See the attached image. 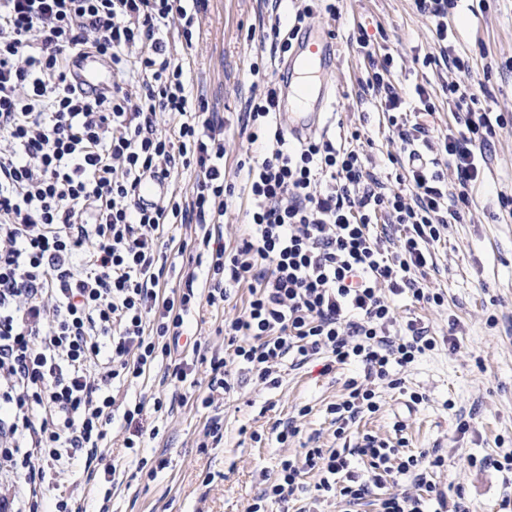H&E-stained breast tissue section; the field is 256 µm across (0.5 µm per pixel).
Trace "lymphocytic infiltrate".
Segmentation results:
<instances>
[{
    "label": "lymphocytic infiltrate",
    "instance_id": "f902f5d3",
    "mask_svg": "<svg viewBox=\"0 0 512 512\" xmlns=\"http://www.w3.org/2000/svg\"><path fill=\"white\" fill-rule=\"evenodd\" d=\"M433 26L446 67L448 14L457 0H413ZM207 0H0V512H38L46 467H70L76 452L96 456L115 419L125 447L144 444V402H118L116 384L138 379L159 361L178 386L193 376L172 358L185 327L203 307L220 308L241 286L246 307L224 321L232 359H209L204 407L234 394L239 373L268 388L287 357L361 364L329 406L337 435L379 411L372 381L403 387L402 368L434 349L416 320L397 326L394 299L440 305L442 293L419 281L430 246L448 222H462L471 186L482 176L494 133L475 95L447 85L456 127L419 149L420 124H407L404 102L387 79L390 59L372 62L367 84L381 97L399 145L395 187L368 183L363 149L336 145L324 132L292 136L278 121L276 80L264 63L249 66L252 94L239 122L246 147L236 180L224 171L226 126L204 95H192L169 38L192 42ZM335 18L336 0H271L258 32L287 56L306 19ZM96 53L119 82L83 95L73 55ZM171 115L162 131L158 113ZM193 170L186 196L139 199L148 180L172 181ZM246 197L243 230L222 244L224 216ZM402 227L385 248L380 219ZM192 224L194 240L174 245L173 227ZM192 270L167 297L158 288L171 253ZM367 461L357 471L352 459ZM442 456L406 455L364 435L342 450L305 449L282 459L276 478L248 512L298 497L306 475L317 491L359 504L383 477L411 478L415 495L385 494L381 512H468L429 475Z\"/></svg>",
    "mask_w": 512,
    "mask_h": 512
}]
</instances>
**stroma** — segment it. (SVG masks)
<instances>
[{
    "instance_id": "obj_1",
    "label": "stroma",
    "mask_w": 512,
    "mask_h": 512,
    "mask_svg": "<svg viewBox=\"0 0 512 512\" xmlns=\"http://www.w3.org/2000/svg\"><path fill=\"white\" fill-rule=\"evenodd\" d=\"M264 15L262 0H210L192 48L179 51L193 89L202 90L211 111L232 124L249 94V64L265 53L247 37ZM310 22L330 23L339 48V62L327 76L336 110L331 134L347 146L351 131L360 130L361 146L377 177L391 172L388 156L396 145L378 98L365 85L368 55L393 57L391 81L404 98H413L419 86L430 95L435 112L408 113L409 123L423 124L430 139L447 136L455 121L442 86L456 77L444 67L425 65V57L438 55L439 47L412 0H343L336 20L317 14ZM448 28L456 55L469 65L458 78L472 86L479 107L502 116L503 124L496 127L488 164L470 190L469 214L444 231L433 247L434 265L423 275L426 285L444 292V304L430 306L407 296L399 301L398 321L416 319L436 342L402 370L404 390L377 383L380 410L352 424L341 441L327 407L341 398L349 380H363L362 366L338 365L326 372L318 360L288 364L278 388L244 381L213 410L199 402L207 393L209 366L197 364L194 396L168 413L145 408L144 427L159 430L145 448L136 453L125 448V429L114 425L97 466H116L117 484L110 487L102 477H89L83 460H76L53 474L40 512H54L62 498L77 512H96L107 491L112 512H247L265 478L275 477L281 460L298 456L302 445L351 447L365 433L389 442L404 437L409 454L438 451L445 465L432 481L448 495L463 494L469 512H512V475L471 464L512 449V210L499 204L500 195L512 196V0H458ZM362 30L370 37L365 52L356 44ZM248 297V290H240L223 309H208L192 319L190 330L200 337L203 352L231 356L233 349L217 327L239 313ZM412 391L423 394L421 404L410 405ZM304 406L309 412L302 417L298 411ZM216 414L224 421V436L212 447H200ZM291 420L299 435L278 443L277 431ZM398 420L406 424L400 436L393 430ZM462 421L468 425L463 433L457 429ZM254 432L261 441L251 440ZM141 457L155 475L138 470ZM316 482L315 475H307L308 490L291 502L290 512H378L374 497L351 508L339 496L317 492Z\"/></svg>"
}]
</instances>
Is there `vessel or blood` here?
I'll return each mask as SVG.
<instances>
[{"mask_svg": "<svg viewBox=\"0 0 512 512\" xmlns=\"http://www.w3.org/2000/svg\"><path fill=\"white\" fill-rule=\"evenodd\" d=\"M336 55V39L326 25L305 30L296 42L279 77L278 112L289 131L301 133L318 127L328 94L323 76L335 67ZM71 66L84 94L92 96L109 88L110 79L97 57L78 54L72 58Z\"/></svg>", "mask_w": 512, "mask_h": 512, "instance_id": "vessel-or-blood-1", "label": "vessel or blood"}]
</instances>
